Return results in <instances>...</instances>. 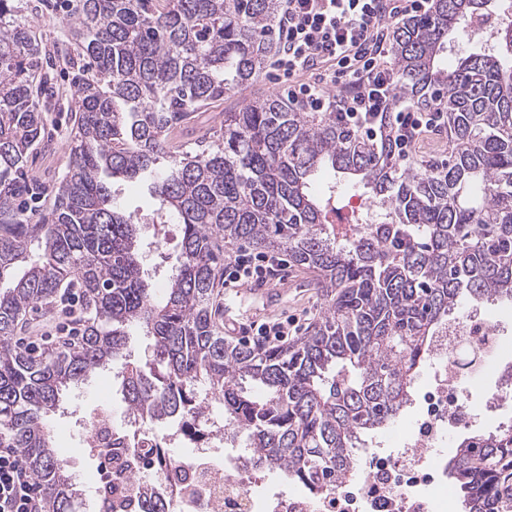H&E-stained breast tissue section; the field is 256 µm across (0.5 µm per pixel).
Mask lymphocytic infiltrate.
I'll return each instance as SVG.
<instances>
[{
	"mask_svg": "<svg viewBox=\"0 0 512 512\" xmlns=\"http://www.w3.org/2000/svg\"><path fill=\"white\" fill-rule=\"evenodd\" d=\"M431 0H286L271 76L289 103L332 112L367 137L388 132L406 160L424 138L440 134L443 110L398 99L389 56L391 25L429 12ZM285 259L240 253L224 265L225 284L280 278ZM42 494L18 449L0 447V512H41Z\"/></svg>",
	"mask_w": 512,
	"mask_h": 512,
	"instance_id": "1",
	"label": "lymphocytic infiltrate"
}]
</instances>
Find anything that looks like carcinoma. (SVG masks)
<instances>
[{
  "label": "carcinoma",
  "instance_id": "carcinoma-1",
  "mask_svg": "<svg viewBox=\"0 0 512 512\" xmlns=\"http://www.w3.org/2000/svg\"><path fill=\"white\" fill-rule=\"evenodd\" d=\"M434 0L393 31L397 93L439 104L448 163L395 168L387 138H363L334 112L275 96L219 113L224 92L257 80L280 0H76L70 45L82 73L70 108L67 171L48 210L19 207L33 184L26 155L45 138L54 96L47 45L31 35L32 0H0V446L16 448L44 512H77L78 493L46 420L60 394L104 368L141 330L148 355L122 367V395L142 421L221 411L257 471L318 497L363 464L366 438L405 413L417 373L463 303L512 300V18L480 51L442 65L488 3ZM330 170L334 185L314 188ZM138 182L149 215L120 204ZM361 188L377 212L336 236V187ZM182 229L178 266L159 300L143 266L140 225ZM286 252L325 289L326 306L296 342L224 341L219 243ZM88 298L75 343L36 358L14 341L28 312L63 282ZM463 512H504L512 422L465 434L448 461Z\"/></svg>",
  "mask_w": 512,
  "mask_h": 512
}]
</instances>
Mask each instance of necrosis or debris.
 <instances>
[{
    "label": "necrosis or debris",
    "mask_w": 512,
    "mask_h": 512,
    "mask_svg": "<svg viewBox=\"0 0 512 512\" xmlns=\"http://www.w3.org/2000/svg\"><path fill=\"white\" fill-rule=\"evenodd\" d=\"M504 348L490 320L469 314L452 322L430 351L437 369L418 394L411 437L393 455L367 457L336 493L325 498L285 490L259 496L250 489L253 469L241 448L224 445V420L210 414L197 435L184 425L150 426L127 414L125 427L113 426L107 406H97L87 421V444L102 448L104 431L119 436L125 447L141 449L138 478H151L167 512H443L438 492L446 485L447 467L433 450L449 428L459 426L465 404L461 381L498 366ZM181 445L171 454L172 445Z\"/></svg>",
    "instance_id": "necrosis-or-debris-1"
}]
</instances>
